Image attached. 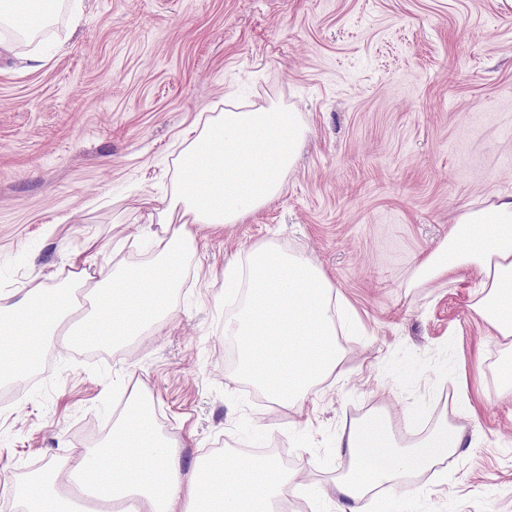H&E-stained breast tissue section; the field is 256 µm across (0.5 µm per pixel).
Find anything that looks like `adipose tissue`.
<instances>
[{"instance_id": "adipose-tissue-1", "label": "adipose tissue", "mask_w": 512, "mask_h": 512, "mask_svg": "<svg viewBox=\"0 0 512 512\" xmlns=\"http://www.w3.org/2000/svg\"><path fill=\"white\" fill-rule=\"evenodd\" d=\"M24 2L0 0V29L30 42L49 16L24 10ZM21 41L1 38L0 50L36 62ZM304 135L295 113L273 107L227 109L195 127L175 160L169 197L148 209L149 220L160 226L153 237V263L120 273L97 266L102 247L92 238L86 257L71 264L62 280V293L39 285L18 298L0 292V376L22 386L35 364L20 335L40 343L56 336L68 347L82 338L112 342L139 335L171 315V295L180 285L195 227L238 223L277 196ZM470 267L481 274L477 313L490 335L511 339L512 195L462 214L422 270L439 278ZM84 288L93 299L90 309L80 312L72 299ZM461 444V430L444 420L426 436L400 441L389 418L375 413L340 437L348 469L336 490L347 512H359L369 489L404 485L410 470L431 469ZM72 465L91 478L99 499L122 505V512H276L288 489L286 474L270 457L222 456L183 472L168 440L150 422L148 397L141 393L130 396L108 445L78 454ZM61 473L60 466L49 464L37 477L48 493H21V512H75L73 499L59 485Z\"/></svg>"}]
</instances>
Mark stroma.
Here are the masks:
<instances>
[{
	"mask_svg": "<svg viewBox=\"0 0 512 512\" xmlns=\"http://www.w3.org/2000/svg\"><path fill=\"white\" fill-rule=\"evenodd\" d=\"M0 56V290L56 287L89 237L111 268L154 259L142 202L170 193L195 122L226 99L297 113L306 129L280 194L243 222L196 228L172 317L93 350L58 341L23 387L0 380V480L85 451L130 388L184 469L223 444L288 449L309 512H339L336 442L352 412L398 437L446 418L461 447L366 512H512V350L472 308L479 275L411 287L464 212L512 195V7L502 0H69ZM268 244L331 279L356 333L299 406L261 405L227 361L224 267ZM471 413L461 411L462 404Z\"/></svg>",
	"mask_w": 512,
	"mask_h": 512,
	"instance_id": "stroma-1",
	"label": "stroma"
}]
</instances>
